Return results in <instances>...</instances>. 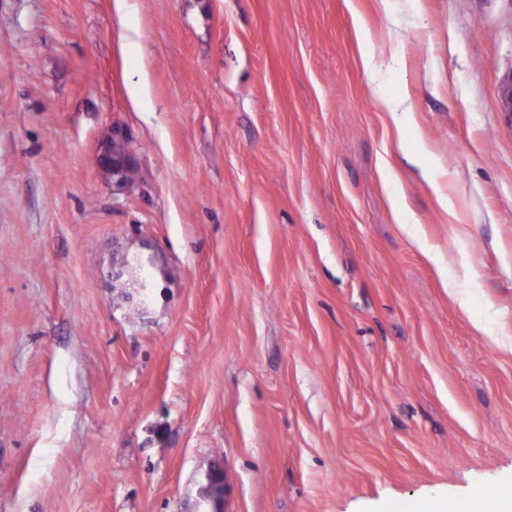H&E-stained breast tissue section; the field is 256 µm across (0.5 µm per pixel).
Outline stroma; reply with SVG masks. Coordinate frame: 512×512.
<instances>
[{
	"instance_id": "35a3bbf8",
	"label": "stroma",
	"mask_w": 512,
	"mask_h": 512,
	"mask_svg": "<svg viewBox=\"0 0 512 512\" xmlns=\"http://www.w3.org/2000/svg\"><path fill=\"white\" fill-rule=\"evenodd\" d=\"M128 5L0 0V512L501 489L512 0ZM96 165L103 167L111 176L118 189H124L133 180L134 164L124 144L112 139L103 154H96ZM224 486V468L217 464L211 466L206 474L204 497L215 504H221L224 500Z\"/></svg>"
}]
</instances>
